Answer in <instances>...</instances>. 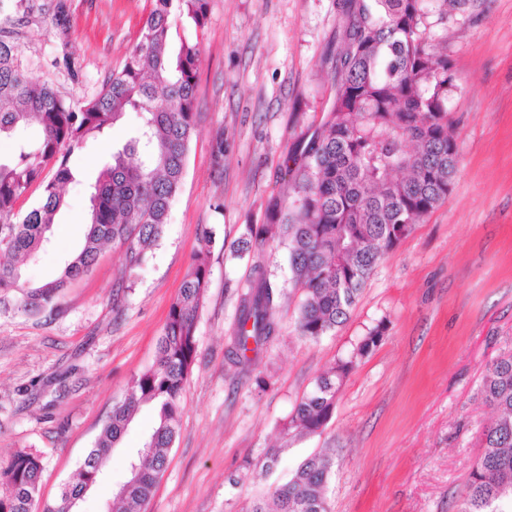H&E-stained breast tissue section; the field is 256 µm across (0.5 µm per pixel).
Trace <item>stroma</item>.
Returning a JSON list of instances; mask_svg holds the SVG:
<instances>
[{
  "mask_svg": "<svg viewBox=\"0 0 512 512\" xmlns=\"http://www.w3.org/2000/svg\"><path fill=\"white\" fill-rule=\"evenodd\" d=\"M63 2L67 31L52 22ZM150 0H0L17 19L23 66L68 103L101 91L140 39ZM343 0H209L204 27L172 16L174 39L198 44V123L183 184L147 262L120 282L122 247L106 246L68 289L62 311L0 312V468L20 450L43 464L34 510L55 501L113 405L151 367L171 304L200 246L216 229L211 275L196 323L197 359L166 469L146 512H250L306 456L331 451V512H459L492 409L485 370L512 350V0H457L445 23L453 89L448 112L460 162L445 202L377 266L348 321L319 341L295 331L298 290L288 250L238 254L247 227L266 221L272 198L291 201L297 145L321 126L335 97ZM130 112L70 159L81 180L65 188L52 243L26 269L54 276L82 242L93 176L137 124ZM224 140V170L212 147ZM264 264L288 298L279 335L247 368L228 358L237 287ZM384 334L344 381L325 430L283 432L315 378L348 357L377 324ZM266 389H258L257 378ZM154 421L143 408L77 512H103L128 476V458ZM279 457L268 474V449Z\"/></svg>",
  "mask_w": 512,
  "mask_h": 512,
  "instance_id": "1",
  "label": "stroma"
}]
</instances>
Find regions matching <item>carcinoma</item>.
Listing matches in <instances>:
<instances>
[{
    "label": "carcinoma",
    "mask_w": 512,
    "mask_h": 512,
    "mask_svg": "<svg viewBox=\"0 0 512 512\" xmlns=\"http://www.w3.org/2000/svg\"><path fill=\"white\" fill-rule=\"evenodd\" d=\"M455 0H345L344 47L336 58V95L326 121L300 150L292 204L270 202L265 224H250L242 250L271 243L288 247L292 287L301 291L298 336L317 341L349 317L362 288L385 256L402 244L448 197L459 152L448 113L453 84L445 34L433 28L448 18ZM208 0H152L141 39L101 92L81 104L66 103L33 79L17 45L0 34V139L10 145L0 160V309L29 316L58 309L67 290L97 263L109 244L125 249L120 280L141 266L157 245L179 191L196 112L198 45L172 48L171 16L186 14L204 27ZM138 114L132 136L112 152L89 182L90 212L83 242L57 276L33 283L28 263L50 241L65 204L63 187L76 179L68 157L104 134L126 113ZM53 167L51 179L45 171ZM38 202L16 219V204L34 184ZM215 229H201V247L170 306L153 366L130 382L84 460L77 479L43 512H74V498L104 463L145 406L155 422L130 463L115 512H144L157 476L168 462L184 410L182 393L197 356L196 323L208 288ZM284 289L260 264L239 294V314L229 359L252 363L248 353L278 335L274 312ZM379 322L354 347L318 375L283 430L291 438L321 433L336 396L356 361L377 346ZM485 401L495 411L482 433L481 455L467 482L460 512H512V352L498 357L483 379ZM333 457L305 458L288 481L275 486L272 504L252 512H329L326 488ZM39 457L16 452L0 469V512H32L38 496Z\"/></svg>",
    "instance_id": "cac0c4a2"
}]
</instances>
